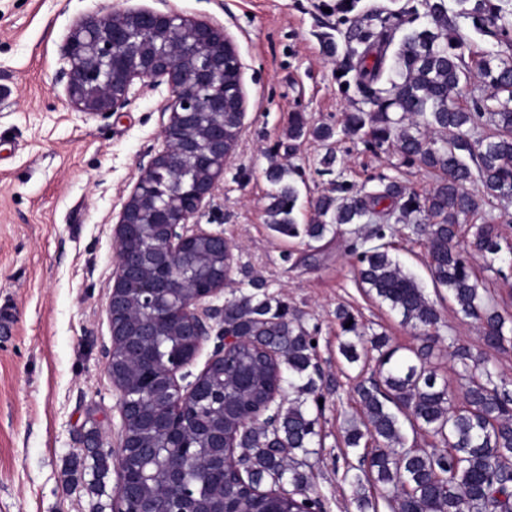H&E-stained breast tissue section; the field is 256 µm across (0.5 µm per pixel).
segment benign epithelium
<instances>
[{"label":"benign epithelium","mask_w":512,"mask_h":512,"mask_svg":"<svg viewBox=\"0 0 512 512\" xmlns=\"http://www.w3.org/2000/svg\"><path fill=\"white\" fill-rule=\"evenodd\" d=\"M62 61L60 78L66 79L67 102L77 112L122 111L130 103L136 80L153 86L164 79L169 87L163 109L168 114L161 130L163 149L141 169L116 222V270L106 311L115 335L120 316L130 304L144 311L154 309L142 320L141 333L155 339L156 322L166 315L165 310L154 307L156 291H168L170 300L177 302L185 335L192 338L191 347L180 366L170 368L161 383L142 390L140 396L164 400L167 417L179 424L185 419L189 401L198 405L205 401L208 374L224 367L227 350L240 341L224 332V309L215 304L230 285L229 279L221 278L188 295L185 289L194 287V279L184 249L207 240L225 252L227 264L233 261L232 245L224 233L206 231L191 220L213 195L236 145L224 130V101L229 97L238 101L237 131L243 129L246 98L241 61L233 43L210 23L149 9L114 10L77 21L62 46ZM141 224L163 225L156 250L169 262L181 261L178 274L160 281L143 278L145 259L133 243ZM210 341L213 348L207 366L193 381L181 385L183 370ZM113 386L122 422L115 512H153L148 504L128 507L136 491L124 482V468L133 453L139 458L141 480L158 477L184 500H191L194 468L209 462L188 455L186 466L172 468L157 452L140 448L137 438L127 432L138 400L123 384L115 381Z\"/></svg>","instance_id":"obj_1"}]
</instances>
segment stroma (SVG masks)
<instances>
[{
    "label": "stroma",
    "instance_id": "obj_1",
    "mask_svg": "<svg viewBox=\"0 0 512 512\" xmlns=\"http://www.w3.org/2000/svg\"><path fill=\"white\" fill-rule=\"evenodd\" d=\"M336 0H0V512H112L121 417L107 370L112 336L106 312L115 269L113 232L140 172L161 148L167 84H134L115 114L72 111L59 79L61 45L73 23L116 9L174 10L222 27L242 63L244 127L198 224L233 246L232 283L264 279L318 336V363L330 386L320 419L323 446L309 460L327 512H354L344 479L357 465L341 426L355 407L358 367L338 352V306L357 313L367 333L415 346L414 330L359 288L344 237L315 243L268 227L270 152L302 168L298 223L335 193L336 171L318 161L313 137L289 142L294 113L309 125L343 123L351 104L336 83V61L320 40L335 24ZM345 177L369 185L397 178L424 193L435 173L402 165L394 151L358 136L335 145ZM394 257L440 309L444 335L484 349L480 328L457 317L446 289L434 288L424 245L396 241ZM485 350V349H484ZM108 472L93 473L94 452Z\"/></svg>",
    "mask_w": 512,
    "mask_h": 512
}]
</instances>
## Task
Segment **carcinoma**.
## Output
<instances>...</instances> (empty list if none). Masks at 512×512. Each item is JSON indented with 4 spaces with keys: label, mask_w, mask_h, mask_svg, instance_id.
Returning a JSON list of instances; mask_svg holds the SVG:
<instances>
[{
    "label": "carcinoma",
    "mask_w": 512,
    "mask_h": 512,
    "mask_svg": "<svg viewBox=\"0 0 512 512\" xmlns=\"http://www.w3.org/2000/svg\"><path fill=\"white\" fill-rule=\"evenodd\" d=\"M359 2L336 0L345 29L323 35L341 71L336 81L353 93L354 111L338 130H310L299 114L288 138L360 134L369 148L393 150L403 164L435 171L438 180L420 195L380 176L378 188L362 196L343 181L338 195L320 201L314 223L298 224L293 213L301 169L275 163L268 172L274 185L268 224L282 236L313 242L344 224L366 225L350 250L358 282L417 332L419 345L401 355L386 334L366 337L352 311L336 308L338 350L348 364L364 368L369 353H378L375 371L355 389L359 410L343 426L346 446L359 454L349 477L357 512H378L380 500L389 512H512V380L497 376L483 353L451 341L463 381L455 401L431 362L445 340L440 311L392 256L393 237L423 238L433 284L448 290L455 313L479 323L487 348L512 346V317L503 315L471 263L477 254L491 269L512 265V241L500 229L512 223V213L495 214L498 204L512 203V0H406L397 10L356 14ZM462 20L486 38V49L472 50ZM406 22L411 27L395 38ZM474 79L487 92L461 101ZM482 120L487 131L472 134ZM475 184L476 193L470 190ZM194 250L198 281L218 280L225 257L202 243ZM224 326L244 343L226 361L224 417L208 415L205 421L236 427L235 455L246 470L243 478L224 482L199 476L200 512L221 506L224 512H324L323 497L305 470L307 458L322 447L316 337L257 278L241 282L238 294L224 302ZM183 352V338L169 324L155 364L128 375L118 358L116 378L136 389ZM284 389L296 397L279 403L275 423L251 418L267 396ZM140 410L142 419L128 431L163 446L162 428L144 422L156 404L147 400ZM420 436L432 439L431 449L417 447ZM284 484L293 490L261 492L265 485Z\"/></svg>",
    "instance_id": "obj_1"
}]
</instances>
